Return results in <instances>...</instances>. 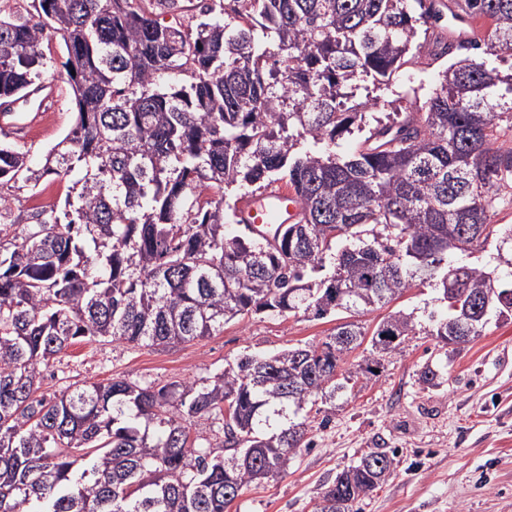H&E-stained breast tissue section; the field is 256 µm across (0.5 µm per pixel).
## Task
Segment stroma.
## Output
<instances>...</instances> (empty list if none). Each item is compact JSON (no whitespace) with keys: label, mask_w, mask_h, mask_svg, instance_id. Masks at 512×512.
I'll return each instance as SVG.
<instances>
[{"label":"stroma","mask_w":512,"mask_h":512,"mask_svg":"<svg viewBox=\"0 0 512 512\" xmlns=\"http://www.w3.org/2000/svg\"><path fill=\"white\" fill-rule=\"evenodd\" d=\"M438 71L425 60L405 65L377 96V115L389 102L408 111L420 103L410 88L430 93ZM70 99L25 131L10 130L32 163L75 124ZM13 208L28 210L36 199L61 208L65 193L55 177L38 191L4 187ZM437 293L420 287L362 316L367 328L396 312L413 315L421 330L368 368L369 348L349 354L343 372L354 388L331 403L307 406L308 445L287 473L244 488L230 512H315L323 490L344 469L374 451L394 456L391 475L354 506V512H512V319L490 320L482 335L460 347L425 334ZM335 316L253 314L225 324L217 335L177 346H133L120 341H81L54 360L42 382L47 397L84 382L124 379L141 385L172 381L210 382L247 353L274 354L315 342L336 326ZM440 371L439 385L421 380L424 369Z\"/></svg>","instance_id":"35a3bbf8"}]
</instances>
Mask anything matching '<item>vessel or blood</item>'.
I'll list each match as a JSON object with an SVG mask.
<instances>
[{"label":"vessel or blood","mask_w":512,"mask_h":512,"mask_svg":"<svg viewBox=\"0 0 512 512\" xmlns=\"http://www.w3.org/2000/svg\"><path fill=\"white\" fill-rule=\"evenodd\" d=\"M60 99V89L51 81L35 85L25 95L26 102L41 112L53 109ZM237 217L256 237L267 239L280 227L294 223L299 217V207L292 192L272 186L240 199Z\"/></svg>","instance_id":"b4317fda"}]
</instances>
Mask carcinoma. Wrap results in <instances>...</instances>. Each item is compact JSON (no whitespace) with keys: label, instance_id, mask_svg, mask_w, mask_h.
<instances>
[{"label":"carcinoma","instance_id":"1","mask_svg":"<svg viewBox=\"0 0 512 512\" xmlns=\"http://www.w3.org/2000/svg\"><path fill=\"white\" fill-rule=\"evenodd\" d=\"M33 0L0 15V104L55 67L60 35L77 118L40 168L0 141V186L72 178L64 205L14 211L0 193V512H227L305 445L302 411L334 401L351 351L409 336L398 314L357 321L271 356L246 354L208 384L126 380L38 394L78 339L182 344L260 312L370 313L419 283L439 309L425 333L461 345L512 314L510 268L467 261L512 195V0ZM169 14L172 20L160 21ZM485 21L415 112L371 115L372 89L451 51L448 26ZM169 80H163V77ZM359 135L355 149L340 140ZM282 183L300 219L273 244L233 235L238 192ZM498 294L485 303V291ZM224 440L191 428L224 416ZM374 452L340 473L316 512H353L389 474Z\"/></svg>","mask_w":512,"mask_h":512}]
</instances>
